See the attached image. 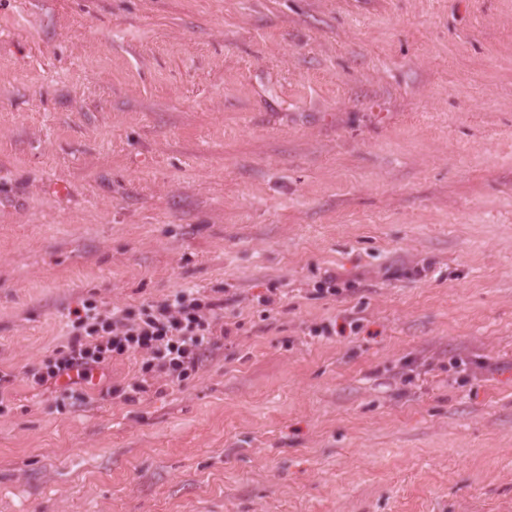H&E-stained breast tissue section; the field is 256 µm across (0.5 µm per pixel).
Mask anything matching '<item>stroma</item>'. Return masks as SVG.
I'll use <instances>...</instances> for the list:
<instances>
[{"mask_svg": "<svg viewBox=\"0 0 512 512\" xmlns=\"http://www.w3.org/2000/svg\"><path fill=\"white\" fill-rule=\"evenodd\" d=\"M1 371L0 512H512V0H0ZM70 315V337L47 360L45 371L32 375L36 385L58 386L61 380L77 384L106 367L112 358L129 354H139L142 360V379L135 383V393L147 391L144 376L155 371L180 385L197 371L201 356L228 335L224 301L201 297L193 290H180L171 299L143 305L138 317L113 309L112 316L102 318L92 304Z\"/></svg>", "mask_w": 512, "mask_h": 512, "instance_id": "obj_1", "label": "stroma"}]
</instances>
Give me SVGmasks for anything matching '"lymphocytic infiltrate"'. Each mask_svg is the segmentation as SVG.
<instances>
[{
    "instance_id": "lymphocytic-infiltrate-1",
    "label": "lymphocytic infiltrate",
    "mask_w": 512,
    "mask_h": 512,
    "mask_svg": "<svg viewBox=\"0 0 512 512\" xmlns=\"http://www.w3.org/2000/svg\"><path fill=\"white\" fill-rule=\"evenodd\" d=\"M69 339L44 371L33 374L36 385L75 384L115 357L140 355L142 378L135 392L147 390L148 373L159 371L179 384L195 373L202 355L224 337V303L193 290L175 292L171 299L146 304L138 316L113 310L101 317L93 305L74 310Z\"/></svg>"
}]
</instances>
